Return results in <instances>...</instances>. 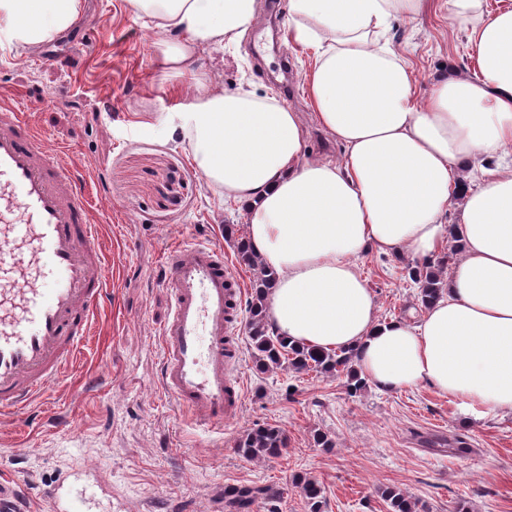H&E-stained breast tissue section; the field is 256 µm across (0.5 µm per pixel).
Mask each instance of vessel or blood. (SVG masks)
Returning <instances> with one entry per match:
<instances>
[{
    "instance_id": "b4317fda",
    "label": "vessel or blood",
    "mask_w": 512,
    "mask_h": 512,
    "mask_svg": "<svg viewBox=\"0 0 512 512\" xmlns=\"http://www.w3.org/2000/svg\"><path fill=\"white\" fill-rule=\"evenodd\" d=\"M161 283L172 311L160 331L161 386L195 426L221 429L242 402L230 375L238 355L236 301L244 290L221 249L169 247ZM99 230L81 176L49 152L12 104H0V411L28 410L74 362L106 298ZM57 475L50 512H89L75 483Z\"/></svg>"
}]
</instances>
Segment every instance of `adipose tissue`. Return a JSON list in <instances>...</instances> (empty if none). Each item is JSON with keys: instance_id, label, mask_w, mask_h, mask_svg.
<instances>
[{"instance_id": "ef3b65f1", "label": "adipose tissue", "mask_w": 512, "mask_h": 512, "mask_svg": "<svg viewBox=\"0 0 512 512\" xmlns=\"http://www.w3.org/2000/svg\"><path fill=\"white\" fill-rule=\"evenodd\" d=\"M157 26L181 33L164 55L185 68L200 48L236 41L256 0H134ZM434 0H291L297 41L312 46L306 77L320 128L341 160L303 158L306 132L276 97L203 89L183 127L197 166L247 212L246 239L277 274L269 327L288 340L355 353L386 391L432 386L463 408L512 413V5L445 0L468 31L472 72L433 79L418 99L413 70L387 35ZM80 0H0V24L34 49L65 31ZM485 165L483 180L467 185ZM457 207L456 223L443 220ZM459 249L418 324L380 320L357 259Z\"/></svg>"}]
</instances>
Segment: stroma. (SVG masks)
Masks as SVG:
<instances>
[{"label":"stroma","mask_w":512,"mask_h":512,"mask_svg":"<svg viewBox=\"0 0 512 512\" xmlns=\"http://www.w3.org/2000/svg\"><path fill=\"white\" fill-rule=\"evenodd\" d=\"M256 6L243 37L199 50L192 70L180 73L162 65L178 33L157 27L132 0H81L78 22L35 50L0 31V94L83 176L110 282L87 343L37 414L0 415V480L27 485L20 512H49L44 492L71 467L112 486L111 494L96 492L92 512H225L230 486H269L281 493V512H309L298 475L320 483L324 512H388L378 493L386 486L420 512H512V413H467L426 385L390 392L371 385L352 396L340 378L258 371L247 322L239 324L236 365L243 401L223 430L195 428L162 392L159 333L171 313L157 278L164 248L207 242L231 256L224 227L247 224L246 212L207 183L181 127L200 85L276 96L306 127L305 159L344 153L308 101L313 48L272 35L288 22L289 0ZM388 37L414 69L419 92L437 71L469 65L466 33L445 11L397 19ZM415 260L377 252L360 259L380 319L413 324L422 315L404 270ZM257 424L285 432L280 456L239 455L238 438ZM318 430L333 447L315 445ZM435 435L464 438L470 454L429 449Z\"/></svg>","instance_id":"obj_1"}]
</instances>
